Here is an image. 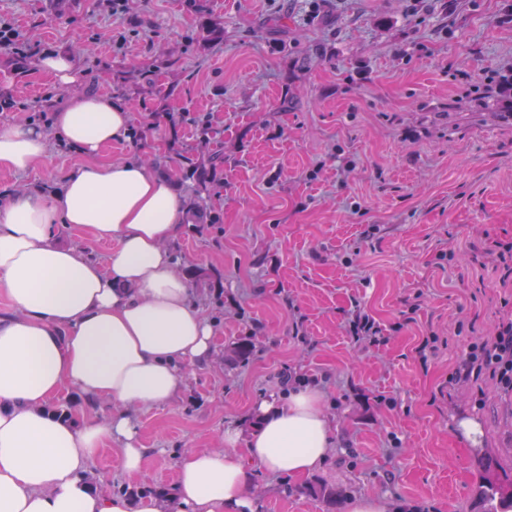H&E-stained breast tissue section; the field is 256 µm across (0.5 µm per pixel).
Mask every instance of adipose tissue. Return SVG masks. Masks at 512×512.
Listing matches in <instances>:
<instances>
[{
  "label": "adipose tissue",
  "instance_id": "obj_1",
  "mask_svg": "<svg viewBox=\"0 0 512 512\" xmlns=\"http://www.w3.org/2000/svg\"><path fill=\"white\" fill-rule=\"evenodd\" d=\"M37 65L69 94L51 131L0 127V168H35L55 138L83 160L51 193L0 194V512H259L256 472L301 479L336 449L318 389L262 400L249 436L229 426L223 447L184 452L174 495L136 502L88 474L105 444L126 471L142 469L139 411L178 399L188 368L212 360L215 328L170 248L191 220L182 188L140 160L106 158L128 139L130 115L81 90L72 53L44 52ZM62 225L110 243L105 260L60 243ZM67 386L82 424L49 407Z\"/></svg>",
  "mask_w": 512,
  "mask_h": 512
}]
</instances>
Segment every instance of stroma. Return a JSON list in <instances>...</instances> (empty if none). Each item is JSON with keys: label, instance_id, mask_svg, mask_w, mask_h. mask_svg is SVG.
<instances>
[{"label": "stroma", "instance_id": "35a3bbf8", "mask_svg": "<svg viewBox=\"0 0 512 512\" xmlns=\"http://www.w3.org/2000/svg\"><path fill=\"white\" fill-rule=\"evenodd\" d=\"M222 43L201 48L181 0H0V20L34 52L71 51L88 90L150 120L154 94L113 85L107 67L134 69L159 54L177 60L159 85L185 111L176 143L165 126L112 157L157 162L170 173L197 152L192 120L210 117L224 145L223 184L207 202L219 235L185 230L174 251L215 275L201 304L216 322V355L192 369L175 403L140 411L151 454L127 473L114 446L90 463L103 489L172 492L191 448L218 447L226 423L249 433L260 397L305 383L325 394L337 449L311 481L372 495L389 512H472L477 450L512 469V395L491 376L454 378L470 343L512 314V279L489 255L512 237V94L478 109L489 71L512 67V0H211ZM0 83L17 107L0 126L30 119L65 92L36 66L0 50ZM297 101L278 111L282 94ZM80 161L53 147L48 165L0 169V193L57 188ZM374 236H365L369 225ZM384 328L364 347L346 331L354 309ZM249 360H231L239 337ZM476 420L478 443L457 429ZM285 478L255 477L262 512H327L321 499L286 494Z\"/></svg>", "mask_w": 512, "mask_h": 512}]
</instances>
